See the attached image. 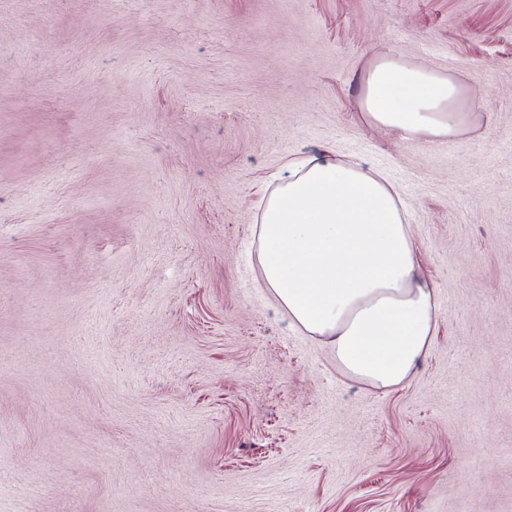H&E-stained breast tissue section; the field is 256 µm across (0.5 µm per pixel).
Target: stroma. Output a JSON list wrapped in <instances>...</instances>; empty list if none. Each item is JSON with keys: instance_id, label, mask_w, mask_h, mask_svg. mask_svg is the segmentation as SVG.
<instances>
[{"instance_id": "obj_1", "label": "stroma", "mask_w": 512, "mask_h": 512, "mask_svg": "<svg viewBox=\"0 0 512 512\" xmlns=\"http://www.w3.org/2000/svg\"><path fill=\"white\" fill-rule=\"evenodd\" d=\"M458 133L376 128L381 59ZM382 171L436 332L346 375L260 288L290 158ZM0 512H512V0H0ZM461 94L448 79L394 59L377 63L362 84L363 108L374 126L427 140L457 132Z\"/></svg>"}]
</instances>
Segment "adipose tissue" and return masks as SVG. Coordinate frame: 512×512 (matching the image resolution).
I'll return each mask as SVG.
<instances>
[{
	"label": "adipose tissue",
	"instance_id": "obj_1",
	"mask_svg": "<svg viewBox=\"0 0 512 512\" xmlns=\"http://www.w3.org/2000/svg\"><path fill=\"white\" fill-rule=\"evenodd\" d=\"M460 98L455 83L394 59L362 84L374 126L427 140L456 133ZM285 170L257 203L264 287L294 323L326 338L349 375L381 389L403 384L435 333L437 291L419 273L396 191L327 149Z\"/></svg>",
	"mask_w": 512,
	"mask_h": 512
}]
</instances>
